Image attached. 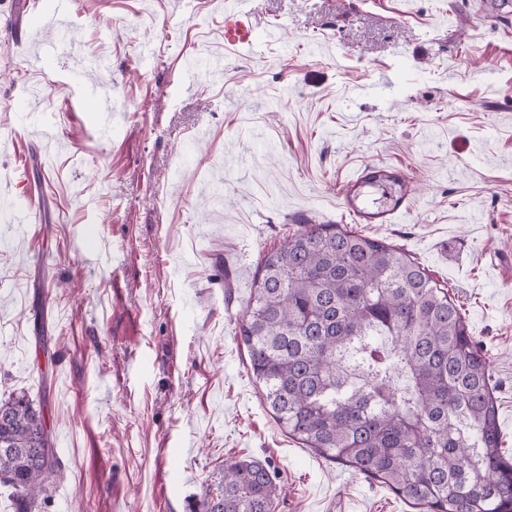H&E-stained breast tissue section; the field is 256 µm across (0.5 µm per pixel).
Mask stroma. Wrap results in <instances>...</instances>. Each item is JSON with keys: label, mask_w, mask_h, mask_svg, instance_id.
<instances>
[{"label": "stroma", "mask_w": 512, "mask_h": 512, "mask_svg": "<svg viewBox=\"0 0 512 512\" xmlns=\"http://www.w3.org/2000/svg\"><path fill=\"white\" fill-rule=\"evenodd\" d=\"M65 2L71 39L46 68L28 60L52 26L19 45L0 29V203L44 193L26 235L0 212V399L45 417L61 467L41 512H193L234 458L269 465L276 512H415L283 432L251 373L258 263L308 221L400 246L447 285L512 455V6ZM228 5L256 53L225 43ZM369 167L407 184L374 224L344 201Z\"/></svg>", "instance_id": "obj_1"}]
</instances>
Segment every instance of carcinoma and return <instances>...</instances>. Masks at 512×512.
Listing matches in <instances>:
<instances>
[{
  "instance_id": "obj_1",
  "label": "carcinoma",
  "mask_w": 512,
  "mask_h": 512,
  "mask_svg": "<svg viewBox=\"0 0 512 512\" xmlns=\"http://www.w3.org/2000/svg\"><path fill=\"white\" fill-rule=\"evenodd\" d=\"M365 184L400 180L373 167ZM264 404L328 461L422 512H512L488 357L449 289L403 250L339 224H302L263 255L242 313ZM59 460L41 410L0 402V484L15 512L49 499ZM266 465L232 460L194 512H276Z\"/></svg>"
}]
</instances>
